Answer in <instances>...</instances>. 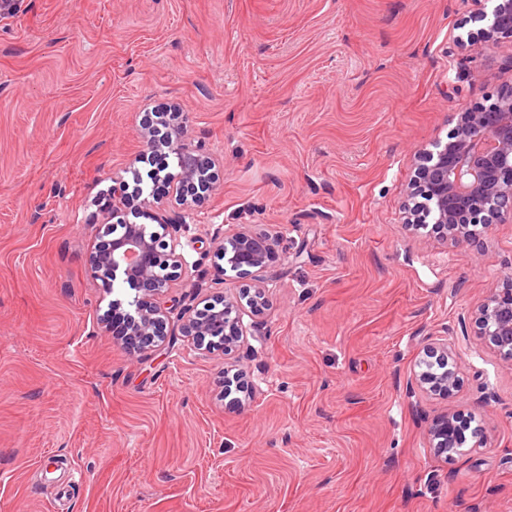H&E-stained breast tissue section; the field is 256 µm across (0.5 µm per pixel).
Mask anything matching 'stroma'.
<instances>
[{
	"label": "stroma",
	"instance_id": "stroma-1",
	"mask_svg": "<svg viewBox=\"0 0 512 512\" xmlns=\"http://www.w3.org/2000/svg\"><path fill=\"white\" fill-rule=\"evenodd\" d=\"M478 0H15L0 16V512H512V362L476 306L512 284V222L470 246L403 225L415 152L512 88ZM179 104L220 187L186 219L175 307L238 293L216 229L281 235L269 306L231 356L133 353L85 271L112 178ZM456 363L420 391L427 345ZM242 376L237 399L224 379ZM458 413L466 442L428 428ZM417 380L423 391L446 398H448V393L457 385L455 370L452 367L439 375L429 371H423L418 375ZM455 419L454 415H449L448 411H446L437 417L429 428L432 448H434L438 455L444 456V458L448 457L449 449L456 448Z\"/></svg>",
	"mask_w": 512,
	"mask_h": 512
}]
</instances>
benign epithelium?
Wrapping results in <instances>:
<instances>
[{
	"mask_svg": "<svg viewBox=\"0 0 512 512\" xmlns=\"http://www.w3.org/2000/svg\"><path fill=\"white\" fill-rule=\"evenodd\" d=\"M494 2L487 26L479 29L484 43L512 39V0ZM165 123L175 127V135L162 137L158 124H148L141 132L143 151L168 152L176 169L165 175L153 172L175 187V198L183 211L196 210L207 195L218 189L215 164L201 143L188 134V114L180 106L162 113ZM455 126L447 141L414 156V179L409 192L405 227L417 230L430 224L439 237L456 245L470 244L477 238L476 227L484 229L505 218L512 219V92L502 93L475 108L456 113ZM112 209L103 213L99 244L89 253V275L111 292L120 281L135 291L132 300L111 301L99 319L102 332L121 330L119 343L133 351H144L164 342V326L173 309L163 297L188 272L182 241L185 223H158L151 230L146 224L127 219L125 208L137 214L163 206L158 195L143 196L141 189L124 179H112ZM219 278L231 270L241 278L253 276L267 267L275 254L284 251L279 237L256 233L241 227L211 241ZM265 282L259 280L238 294H225L202 301V307L187 306L180 312L186 335L198 349L218 348L224 354L244 345L247 335L243 318L264 314L268 306ZM478 335L495 351L512 360V289L492 292L477 309ZM418 384L425 392L448 396L457 385L455 370L441 374L424 371ZM455 417L443 413L432 423V448L448 456L455 447Z\"/></svg>",
	"mask_w": 512,
	"mask_h": 512,
	"instance_id": "7a95c632",
	"label": "benign epithelium"
}]
</instances>
